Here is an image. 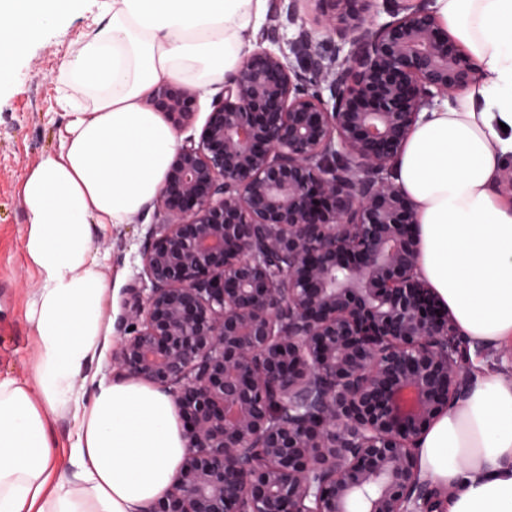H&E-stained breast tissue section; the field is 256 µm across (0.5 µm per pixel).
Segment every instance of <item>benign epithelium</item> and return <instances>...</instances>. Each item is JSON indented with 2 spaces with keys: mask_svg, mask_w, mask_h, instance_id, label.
<instances>
[{
  "mask_svg": "<svg viewBox=\"0 0 512 512\" xmlns=\"http://www.w3.org/2000/svg\"><path fill=\"white\" fill-rule=\"evenodd\" d=\"M299 2L175 151L125 289L114 363L186 448L147 512H437L418 442L469 371L392 167L478 64L426 0H315L310 27ZM150 107L182 130L196 97Z\"/></svg>",
  "mask_w": 512,
  "mask_h": 512,
  "instance_id": "benign-epithelium-1",
  "label": "benign epithelium"
}]
</instances>
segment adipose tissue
<instances>
[{
	"label": "adipose tissue",
	"mask_w": 512,
	"mask_h": 512,
	"mask_svg": "<svg viewBox=\"0 0 512 512\" xmlns=\"http://www.w3.org/2000/svg\"><path fill=\"white\" fill-rule=\"evenodd\" d=\"M69 0H0V74ZM480 62L463 94L410 132L393 178L414 205L420 269L469 343L512 342V0H430ZM107 24L64 64L65 138L27 173L24 254L38 276L27 321L31 376L0 378V512H146L184 454L173 399L122 380L85 395L77 378L101 343L108 288L96 224H124L156 196L177 149L143 103L158 85L207 89L237 73L268 0H103ZM72 413L66 465L52 424ZM422 478L445 512H512V376L474 370L419 442Z\"/></svg>",
	"instance_id": "obj_1"
}]
</instances>
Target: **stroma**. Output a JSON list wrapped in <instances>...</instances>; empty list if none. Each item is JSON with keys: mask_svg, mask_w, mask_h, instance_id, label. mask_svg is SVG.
<instances>
[{"mask_svg": "<svg viewBox=\"0 0 512 512\" xmlns=\"http://www.w3.org/2000/svg\"><path fill=\"white\" fill-rule=\"evenodd\" d=\"M105 22L100 0H71L62 18L16 59L13 70L0 75V378L26 376L35 351L25 312L37 278L24 256L27 214L20 185L30 168L58 153L65 135L63 61ZM155 222L154 209L147 206L129 223L93 232L108 297L105 336L82 373L87 384L114 380L124 290L142 272L140 250Z\"/></svg>", "mask_w": 512, "mask_h": 512, "instance_id": "stroma-1", "label": "stroma"}]
</instances>
